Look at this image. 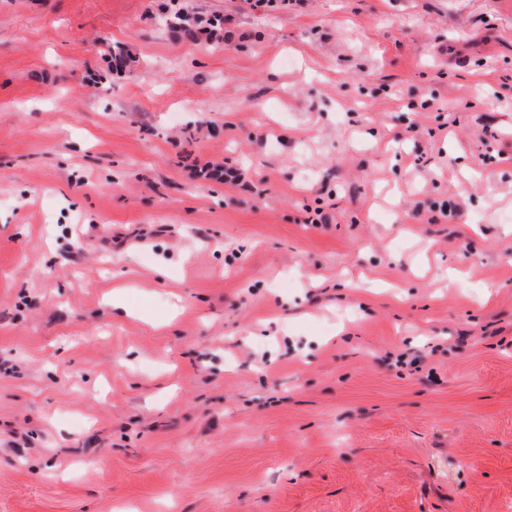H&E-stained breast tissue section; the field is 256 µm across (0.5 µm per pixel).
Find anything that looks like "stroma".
Listing matches in <instances>:
<instances>
[{
  "mask_svg": "<svg viewBox=\"0 0 512 512\" xmlns=\"http://www.w3.org/2000/svg\"><path fill=\"white\" fill-rule=\"evenodd\" d=\"M3 360L0 512H512V0H0ZM166 26L178 38L189 41L222 42L224 29L218 19L202 18L189 11L178 9L166 19Z\"/></svg>",
  "mask_w": 512,
  "mask_h": 512,
  "instance_id": "obj_1",
  "label": "stroma"
}]
</instances>
